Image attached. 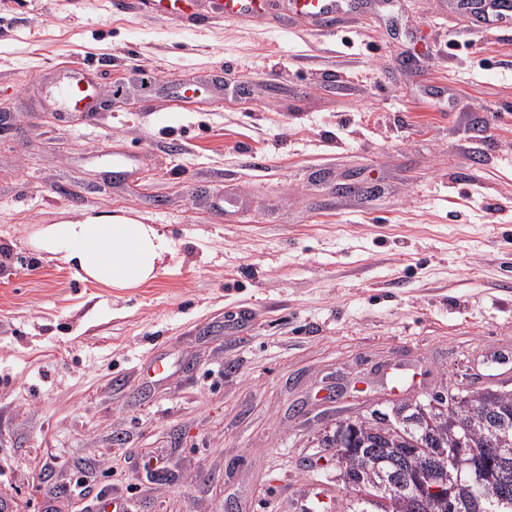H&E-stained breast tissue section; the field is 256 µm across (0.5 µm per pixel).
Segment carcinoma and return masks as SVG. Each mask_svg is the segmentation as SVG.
Here are the masks:
<instances>
[{
    "label": "carcinoma",
    "instance_id": "carcinoma-1",
    "mask_svg": "<svg viewBox=\"0 0 512 512\" xmlns=\"http://www.w3.org/2000/svg\"><path fill=\"white\" fill-rule=\"evenodd\" d=\"M423 407L410 408L405 403L391 407L390 425L380 428L364 423L336 422L331 434L324 437L328 448H362L365 455L347 456L337 461L340 476L360 482V495L340 507V512H512V497L491 504L477 496L478 483L500 481L501 473L490 453V440L499 434L505 446L512 447V398L489 397L478 401L453 418H426ZM474 448L480 460V473L465 465L461 480L446 499L427 503L416 510L414 495L405 493L385 501L361 477L373 474L379 481L399 479L406 473L421 470L431 448ZM453 510H448V505Z\"/></svg>",
    "mask_w": 512,
    "mask_h": 512
}]
</instances>
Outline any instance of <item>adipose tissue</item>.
I'll return each mask as SVG.
<instances>
[{"mask_svg":"<svg viewBox=\"0 0 512 512\" xmlns=\"http://www.w3.org/2000/svg\"><path fill=\"white\" fill-rule=\"evenodd\" d=\"M30 244L85 282L137 288L156 279L173 252L159 228L122 216L82 213L74 220L39 225Z\"/></svg>","mask_w":512,"mask_h":512,"instance_id":"ef3b65f1","label":"adipose tissue"}]
</instances>
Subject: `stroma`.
<instances>
[{"mask_svg":"<svg viewBox=\"0 0 512 512\" xmlns=\"http://www.w3.org/2000/svg\"><path fill=\"white\" fill-rule=\"evenodd\" d=\"M188 18L0 0V494L16 512H301L338 419L512 390V26L458 0ZM104 108L66 116L55 75ZM374 185L372 197L337 184ZM235 197L236 215L213 211ZM93 211L175 255L131 290L28 237ZM165 459V476L144 463ZM323 456V465L304 467ZM94 469L87 496L65 485Z\"/></svg>","mask_w":512,"mask_h":512,"instance_id":"stroma-1","label":"stroma"}]
</instances>
